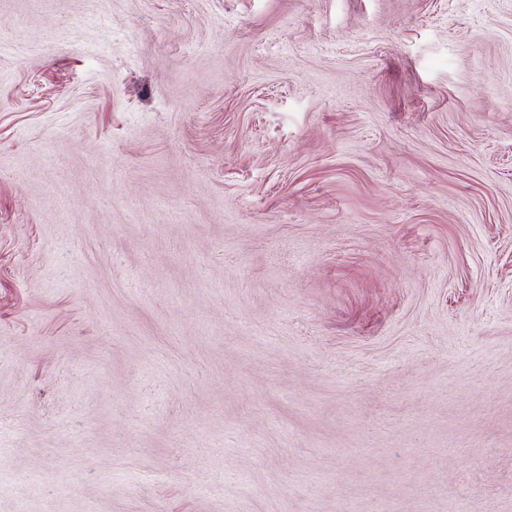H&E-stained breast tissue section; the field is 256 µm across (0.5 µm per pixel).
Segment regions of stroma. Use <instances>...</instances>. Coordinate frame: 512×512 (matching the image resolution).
<instances>
[{
  "label": "stroma",
  "mask_w": 512,
  "mask_h": 512,
  "mask_svg": "<svg viewBox=\"0 0 512 512\" xmlns=\"http://www.w3.org/2000/svg\"><path fill=\"white\" fill-rule=\"evenodd\" d=\"M512 0H0V512H512Z\"/></svg>",
  "instance_id": "obj_1"
}]
</instances>
